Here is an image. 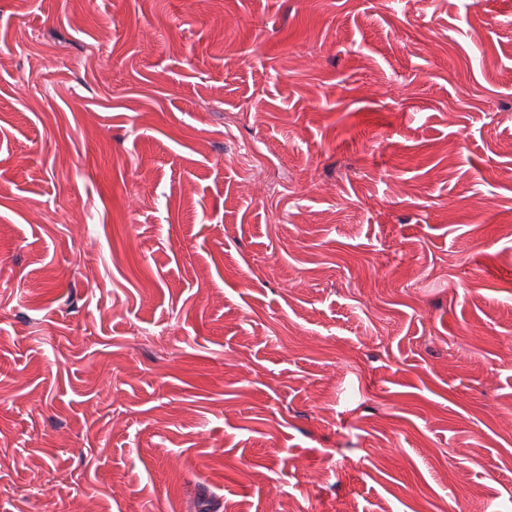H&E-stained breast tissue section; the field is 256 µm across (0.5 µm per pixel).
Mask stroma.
Wrapping results in <instances>:
<instances>
[{"label":"stroma","instance_id":"stroma-1","mask_svg":"<svg viewBox=\"0 0 512 512\" xmlns=\"http://www.w3.org/2000/svg\"><path fill=\"white\" fill-rule=\"evenodd\" d=\"M0 512H512V0H0ZM232 160L244 176V181L251 183L258 181L262 194L269 197L277 196L279 193L286 194L289 190L288 184L282 186V190L274 183L263 181V171L266 166L259 150L249 142L242 141L240 148L233 155Z\"/></svg>","mask_w":512,"mask_h":512}]
</instances>
